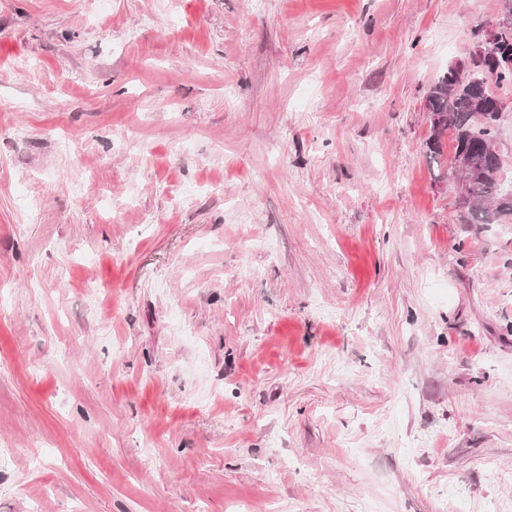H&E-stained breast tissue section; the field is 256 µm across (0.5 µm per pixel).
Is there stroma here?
Masks as SVG:
<instances>
[{"label":"stroma","instance_id":"obj_1","mask_svg":"<svg viewBox=\"0 0 512 512\" xmlns=\"http://www.w3.org/2000/svg\"><path fill=\"white\" fill-rule=\"evenodd\" d=\"M500 3L0 0V512H512L424 108Z\"/></svg>","mask_w":512,"mask_h":512}]
</instances>
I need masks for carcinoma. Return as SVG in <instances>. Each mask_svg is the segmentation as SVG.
I'll return each mask as SVG.
<instances>
[{
  "mask_svg": "<svg viewBox=\"0 0 512 512\" xmlns=\"http://www.w3.org/2000/svg\"><path fill=\"white\" fill-rule=\"evenodd\" d=\"M497 49L503 57L497 85H512V32L502 35ZM447 83L448 75L439 77L425 97L431 130L426 142L427 156L435 163L440 162L444 152L443 137L450 133L453 157L465 153L468 160L465 168L478 172L466 186L467 223L500 224L507 218L511 220L512 198L505 199L508 190L502 183L501 164L485 149L486 143L495 139V122L480 123L475 119L489 94L488 86L482 81H473L452 94L441 91Z\"/></svg>",
  "mask_w": 512,
  "mask_h": 512,
  "instance_id": "obj_1",
  "label": "carcinoma"
}]
</instances>
